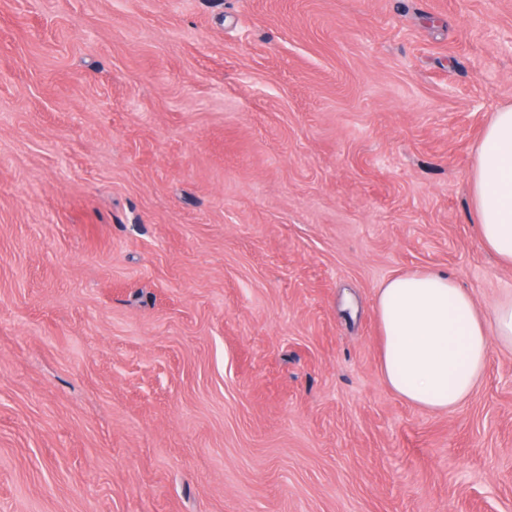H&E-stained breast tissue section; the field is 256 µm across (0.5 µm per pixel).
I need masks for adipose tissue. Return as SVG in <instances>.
<instances>
[{"instance_id":"1","label":"adipose tissue","mask_w":512,"mask_h":512,"mask_svg":"<svg viewBox=\"0 0 512 512\" xmlns=\"http://www.w3.org/2000/svg\"><path fill=\"white\" fill-rule=\"evenodd\" d=\"M470 206L486 249L512 265V105L492 112L475 148ZM380 372L418 407L450 412L477 388L492 341L512 345V301L487 327L474 298L452 275L431 269L386 280L375 300Z\"/></svg>"}]
</instances>
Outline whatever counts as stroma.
Listing matches in <instances>:
<instances>
[{
    "label": "stroma",
    "instance_id": "1",
    "mask_svg": "<svg viewBox=\"0 0 512 512\" xmlns=\"http://www.w3.org/2000/svg\"><path fill=\"white\" fill-rule=\"evenodd\" d=\"M512 0H0V512H512V347L380 375L469 207ZM380 372L405 401L450 412L477 388L491 342L474 298L452 275L408 271L378 289Z\"/></svg>",
    "mask_w": 512,
    "mask_h": 512
}]
</instances>
